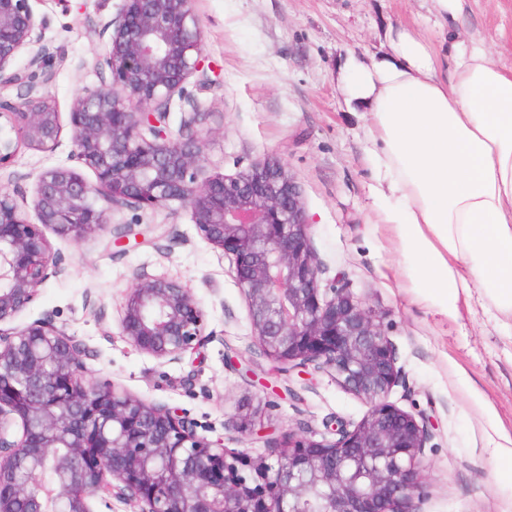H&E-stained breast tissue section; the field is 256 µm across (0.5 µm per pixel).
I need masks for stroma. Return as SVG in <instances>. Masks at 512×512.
<instances>
[{
	"label": "stroma",
	"instance_id": "stroma-1",
	"mask_svg": "<svg viewBox=\"0 0 512 512\" xmlns=\"http://www.w3.org/2000/svg\"><path fill=\"white\" fill-rule=\"evenodd\" d=\"M121 0H37L44 41L54 54L44 87L61 114L94 88L105 24ZM203 34L206 77H193L174 98L170 125L204 112L203 173L232 175L268 157L298 185L312 223V243L326 271L323 284L344 276L382 317L404 379L388 400L425 415L422 512H512V466L497 461L494 443L512 436V338L502 335L479 298L448 320L410 286L409 265L391 225L368 196L369 122L349 111L338 82L348 55L371 59L385 50L384 32L403 24L437 50L481 44L512 66V0H465L447 31L430 18L428 0H194ZM69 134L50 152L21 148L0 189L31 195L35 174L68 161ZM82 242L51 236L64 273L50 278L17 321L51 318L81 341L88 379L120 386L172 407L198 436L223 438L229 449L264 454L289 435L323 433L326 420L359 421L368 410L328 372H284L255 344L248 308L231 262L198 233L187 209H125ZM135 222L139 236L118 246L112 227ZM186 283L206 312L205 334L178 362H162L119 334L127 288L139 273ZM259 405L261 440L234 426L239 405Z\"/></svg>",
	"mask_w": 512,
	"mask_h": 512
}]
</instances>
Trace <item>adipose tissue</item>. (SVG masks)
Instances as JSON below:
<instances>
[{"instance_id": "ef3b65f1", "label": "adipose tissue", "mask_w": 512, "mask_h": 512, "mask_svg": "<svg viewBox=\"0 0 512 512\" xmlns=\"http://www.w3.org/2000/svg\"><path fill=\"white\" fill-rule=\"evenodd\" d=\"M386 47L340 74L347 107L371 122L373 204L413 288L452 320L479 296L512 335V67L478 45L441 56L404 26Z\"/></svg>"}]
</instances>
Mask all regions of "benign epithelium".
I'll return each instance as SVG.
<instances>
[{
    "mask_svg": "<svg viewBox=\"0 0 512 512\" xmlns=\"http://www.w3.org/2000/svg\"><path fill=\"white\" fill-rule=\"evenodd\" d=\"M32 0H0V169L23 146L55 149L60 112L41 92L52 53ZM99 83L69 112L72 164L34 178L33 223L0 194V512H94L99 496L140 512H298L313 491L316 512H420L428 419L388 402L402 382L381 316L343 280L321 287L299 187L277 159L202 178V113L186 112L177 135L169 106L201 72L202 35L193 0H122ZM28 53L24 69L16 58ZM89 169L88 181L76 166ZM190 211L203 239L230 258L262 353L291 373L330 372L368 410L355 424L326 426L333 440L292 436L255 458L200 437L170 408L109 383L89 381L84 348L46 319L13 325L39 288L62 273L44 229L82 241L123 208ZM206 315L183 282L139 273L127 289L120 336L164 362L203 336ZM8 328H2V325ZM242 435L257 411L235 413ZM58 475L47 483L44 472Z\"/></svg>",
    "mask_w": 512,
    "mask_h": 512,
    "instance_id": "7a95c632",
    "label": "benign epithelium"
}]
</instances>
